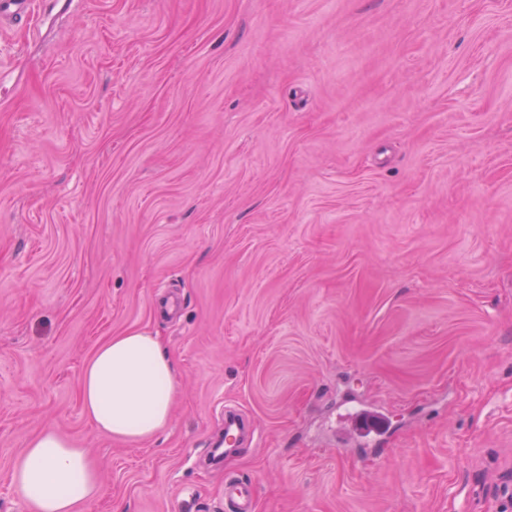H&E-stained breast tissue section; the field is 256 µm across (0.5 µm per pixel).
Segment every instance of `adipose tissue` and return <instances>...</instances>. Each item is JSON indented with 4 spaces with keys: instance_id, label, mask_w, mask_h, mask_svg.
<instances>
[{
    "instance_id": "obj_1",
    "label": "adipose tissue",
    "mask_w": 512,
    "mask_h": 512,
    "mask_svg": "<svg viewBox=\"0 0 512 512\" xmlns=\"http://www.w3.org/2000/svg\"><path fill=\"white\" fill-rule=\"evenodd\" d=\"M177 390L161 337L140 328L100 346L79 381L85 417L97 431L126 443L144 442L168 427ZM12 482L29 512H87L100 491L86 450L52 428L28 441Z\"/></svg>"
}]
</instances>
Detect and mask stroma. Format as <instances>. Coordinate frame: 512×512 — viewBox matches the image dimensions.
Returning <instances> with one entry per match:
<instances>
[{
	"label": "stroma",
	"mask_w": 512,
	"mask_h": 512,
	"mask_svg": "<svg viewBox=\"0 0 512 512\" xmlns=\"http://www.w3.org/2000/svg\"><path fill=\"white\" fill-rule=\"evenodd\" d=\"M130 328L179 392L86 420ZM385 412L377 448L344 434ZM232 408L256 442L210 459ZM55 428L91 512H512V0H37L0 28V512ZM177 390L161 337L140 328L100 346L79 381L85 417L97 431L126 443H142L168 427ZM224 505L228 512H254L255 502L252 486L243 480H231L224 486Z\"/></svg>",
	"instance_id": "1"
}]
</instances>
